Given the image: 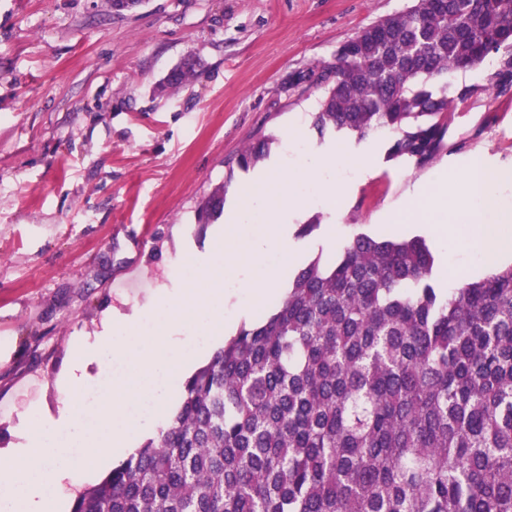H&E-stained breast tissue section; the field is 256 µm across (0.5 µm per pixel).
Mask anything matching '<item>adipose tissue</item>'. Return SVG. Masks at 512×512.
<instances>
[{"label":"adipose tissue","instance_id":"obj_1","mask_svg":"<svg viewBox=\"0 0 512 512\" xmlns=\"http://www.w3.org/2000/svg\"><path fill=\"white\" fill-rule=\"evenodd\" d=\"M458 199L477 226V236L471 237L467 248L478 254L483 263H493L512 257V235H504L502 225L512 223V211L500 209L491 184L481 179L479 161H472L461 180H449L445 171L433 172L428 179V193L423 197L422 222L408 224L402 212L388 217L389 227L398 233L415 231L428 237L437 252L439 265L448 263V202Z\"/></svg>","mask_w":512,"mask_h":512}]
</instances>
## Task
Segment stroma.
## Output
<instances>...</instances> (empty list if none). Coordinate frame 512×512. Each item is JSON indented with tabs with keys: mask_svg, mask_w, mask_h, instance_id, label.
Masks as SVG:
<instances>
[{
	"mask_svg": "<svg viewBox=\"0 0 512 512\" xmlns=\"http://www.w3.org/2000/svg\"><path fill=\"white\" fill-rule=\"evenodd\" d=\"M410 0H144L113 12L106 0H0V451L16 408L57 414V385L73 336L95 335L106 314L130 312L183 276L211 228L202 200L224 185L234 202L248 173L236 158L260 136L277 154L288 129L311 146L320 89L295 76L332 63L363 27ZM195 79L161 90L186 58ZM496 69L453 73L477 85L448 125L437 166L449 178L472 155L512 171V92ZM372 176L352 181L337 215L295 234L302 263L331 260L329 220L378 236L427 169L388 158L389 138L363 141Z\"/></svg>",
	"mask_w": 512,
	"mask_h": 512,
	"instance_id": "obj_1",
	"label": "stroma"
}]
</instances>
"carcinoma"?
Segmentation results:
<instances>
[{
  "label": "carcinoma",
  "instance_id": "obj_1",
  "mask_svg": "<svg viewBox=\"0 0 512 512\" xmlns=\"http://www.w3.org/2000/svg\"><path fill=\"white\" fill-rule=\"evenodd\" d=\"M494 58L493 87L512 90V0H412L298 81L323 89L319 136L385 131L389 158L424 168L477 91L448 76ZM195 75L188 60L166 87ZM224 195L201 202L199 223ZM433 266L422 238L363 233L308 263L72 512H512V265L446 292Z\"/></svg>",
  "mask_w": 512,
  "mask_h": 512
}]
</instances>
